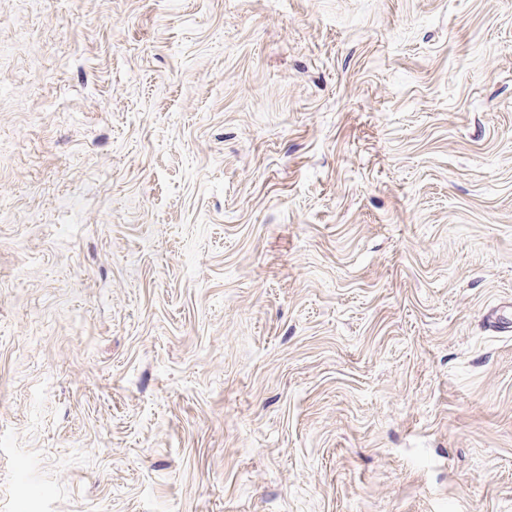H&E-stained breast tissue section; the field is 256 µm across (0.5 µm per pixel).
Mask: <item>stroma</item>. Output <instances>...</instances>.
Returning <instances> with one entry per match:
<instances>
[{
    "mask_svg": "<svg viewBox=\"0 0 512 512\" xmlns=\"http://www.w3.org/2000/svg\"><path fill=\"white\" fill-rule=\"evenodd\" d=\"M512 0H0V512H512Z\"/></svg>",
    "mask_w": 512,
    "mask_h": 512,
    "instance_id": "obj_1",
    "label": "stroma"
}]
</instances>
